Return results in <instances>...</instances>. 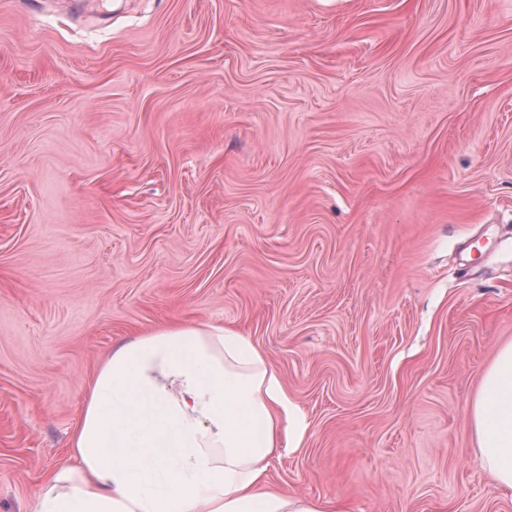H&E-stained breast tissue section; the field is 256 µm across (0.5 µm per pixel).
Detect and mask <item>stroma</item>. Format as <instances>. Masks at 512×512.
<instances>
[{"label":"stroma","mask_w":512,"mask_h":512,"mask_svg":"<svg viewBox=\"0 0 512 512\" xmlns=\"http://www.w3.org/2000/svg\"><path fill=\"white\" fill-rule=\"evenodd\" d=\"M174 321L278 372L282 492L512 512L466 421L512 340V0H0V512Z\"/></svg>","instance_id":"1"}]
</instances>
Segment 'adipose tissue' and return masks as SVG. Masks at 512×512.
Returning a JSON list of instances; mask_svg holds the SVG:
<instances>
[{
  "label": "adipose tissue",
  "mask_w": 512,
  "mask_h": 512,
  "mask_svg": "<svg viewBox=\"0 0 512 512\" xmlns=\"http://www.w3.org/2000/svg\"><path fill=\"white\" fill-rule=\"evenodd\" d=\"M480 466L512 492V341L482 369L467 411ZM308 424L242 333L170 323L100 367L74 436L75 466L46 476L29 512H340L270 485L268 459Z\"/></svg>",
  "instance_id": "adipose-tissue-1"
}]
</instances>
